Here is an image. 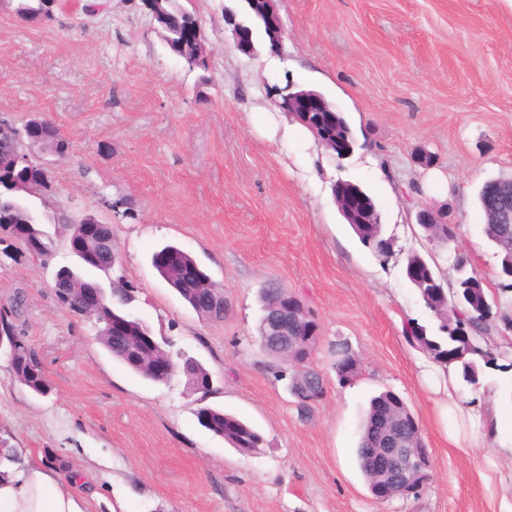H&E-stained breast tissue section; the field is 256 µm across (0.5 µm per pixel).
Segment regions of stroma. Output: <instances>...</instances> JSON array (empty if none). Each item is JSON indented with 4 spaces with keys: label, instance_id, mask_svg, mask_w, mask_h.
Returning a JSON list of instances; mask_svg holds the SVG:
<instances>
[{
    "label": "stroma",
    "instance_id": "stroma-1",
    "mask_svg": "<svg viewBox=\"0 0 512 512\" xmlns=\"http://www.w3.org/2000/svg\"><path fill=\"white\" fill-rule=\"evenodd\" d=\"M88 2L60 0L54 20L28 22L0 0V119L20 127L46 115L73 146L53 164L50 191L28 199L55 241L51 257L0 239V307L23 293L19 326L52 384L33 395L0 352V438L85 469L91 512H512V366L483 368L475 387L452 383L425 375L430 356L405 336L412 320L439 327L406 277L407 255H431L456 277L415 222L422 206L447 207L458 251L512 319L477 199L485 181L512 178V0H278L282 48L262 40L251 56L224 20L240 0H179L202 25L204 69L168 48L141 0H101L91 15ZM289 81L343 113L350 156L288 126L275 90ZM424 151L432 167L417 164ZM340 179L374 197L388 259L345 223L332 194ZM91 212L112 225L131 311L201 362L208 404L254 425L259 452L202 427L183 376L133 374L99 343L94 319L58 304L54 275L76 260L56 218ZM168 244L222 286L223 320L202 319L158 275L151 256ZM273 283L319 323L308 364L326 394L306 414L258 343L260 292ZM339 343L360 358L344 384L330 367ZM386 390L417 417L431 477L379 502L355 448L371 397ZM452 399L493 405L482 447L449 441Z\"/></svg>",
    "mask_w": 512,
    "mask_h": 512
}]
</instances>
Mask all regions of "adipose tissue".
I'll list each match as a JSON object with an SVG mask.
<instances>
[{
  "label": "adipose tissue",
  "instance_id": "obj_1",
  "mask_svg": "<svg viewBox=\"0 0 512 512\" xmlns=\"http://www.w3.org/2000/svg\"><path fill=\"white\" fill-rule=\"evenodd\" d=\"M0 481V512H88V500L77 495L76 478H66L42 458L7 465Z\"/></svg>",
  "mask_w": 512,
  "mask_h": 512
}]
</instances>
